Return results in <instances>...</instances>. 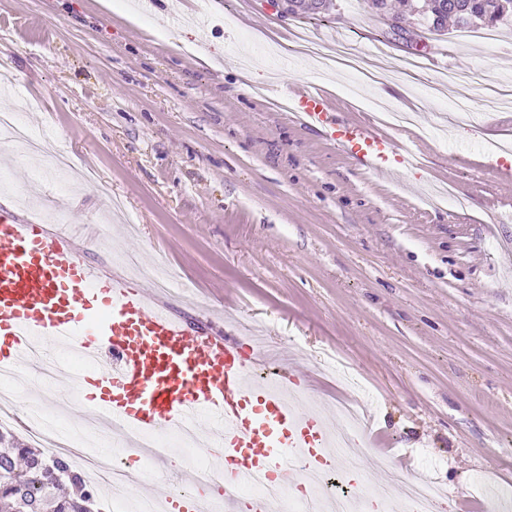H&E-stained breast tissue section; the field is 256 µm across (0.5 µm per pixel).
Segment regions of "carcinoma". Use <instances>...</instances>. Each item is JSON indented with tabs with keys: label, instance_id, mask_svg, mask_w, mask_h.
<instances>
[{
	"label": "carcinoma",
	"instance_id": "obj_1",
	"mask_svg": "<svg viewBox=\"0 0 512 512\" xmlns=\"http://www.w3.org/2000/svg\"><path fill=\"white\" fill-rule=\"evenodd\" d=\"M418 0H372L379 13L393 11L394 18H411ZM472 22H461L448 13L459 29L494 27L505 16H512V0H469ZM21 477L31 484L34 495L20 499L13 493L12 484ZM94 492L87 488L83 477L70 469L66 462H46L42 453L32 451L29 445L17 443L12 451L0 452V507L5 512H90Z\"/></svg>",
	"mask_w": 512,
	"mask_h": 512
}]
</instances>
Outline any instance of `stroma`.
I'll use <instances>...</instances> for the list:
<instances>
[{
    "label": "stroma",
    "instance_id": "obj_1",
    "mask_svg": "<svg viewBox=\"0 0 512 512\" xmlns=\"http://www.w3.org/2000/svg\"><path fill=\"white\" fill-rule=\"evenodd\" d=\"M289 17L264 0H183L181 18L137 0H0V82L34 132L47 134L85 183L17 157L14 200L39 186L66 193L64 223L96 227L87 259L104 271L130 251L169 272L171 305L190 319L222 314L266 339V360L317 378L308 402L330 412L353 373L394 453L368 452L365 482L407 457L447 502L493 490L512 500V19L484 43L462 30L393 32L369 0H326ZM212 28L200 42L194 18ZM304 31L348 46L328 70L294 51ZM471 77L469 110L448 72ZM324 86L340 111H409L398 144L426 151L425 169L385 180L283 109V87ZM70 171V172H71ZM452 184L466 202L437 204Z\"/></svg>",
    "mask_w": 512,
    "mask_h": 512
}]
</instances>
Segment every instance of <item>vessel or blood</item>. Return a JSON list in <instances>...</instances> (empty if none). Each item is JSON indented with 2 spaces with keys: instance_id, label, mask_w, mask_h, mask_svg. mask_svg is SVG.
<instances>
[{
  "instance_id": "obj_1",
  "label": "vessel or blood",
  "mask_w": 512,
  "mask_h": 512,
  "mask_svg": "<svg viewBox=\"0 0 512 512\" xmlns=\"http://www.w3.org/2000/svg\"><path fill=\"white\" fill-rule=\"evenodd\" d=\"M292 109L305 128L335 143L377 175L421 168L372 123L345 118L313 85L295 89ZM158 285L89 264L69 232L0 202V365L78 388L95 414L139 433L215 425L208 445L223 451L230 512H270L241 489L263 480L306 492L327 477L356 487L360 469L342 468L324 417L294 400L309 385L288 367L261 373L253 349L192 326L158 300Z\"/></svg>"
}]
</instances>
